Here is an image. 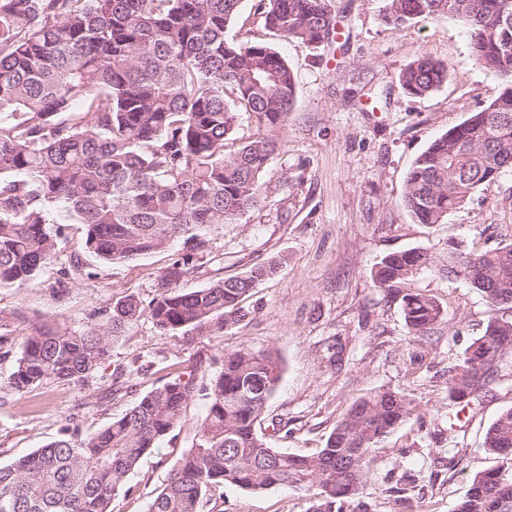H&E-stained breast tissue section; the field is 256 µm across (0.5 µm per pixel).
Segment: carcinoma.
<instances>
[{"instance_id":"carcinoma-1","label":"carcinoma","mask_w":512,"mask_h":512,"mask_svg":"<svg viewBox=\"0 0 512 512\" xmlns=\"http://www.w3.org/2000/svg\"><path fill=\"white\" fill-rule=\"evenodd\" d=\"M242 0H0V288H20L50 263L65 225L84 229V250L102 263L178 249L148 302L123 295L75 331L33 325L21 337L9 384L19 393L89 377L111 342L148 316L164 336L187 342L224 336L246 317L242 302L277 272L270 260L237 275L213 268L209 231L258 207L263 177L281 145L258 137L226 155L240 113L270 127L288 117L296 79L260 41L225 37ZM385 22L450 19L466 29L472 60L505 83L483 109L437 137L407 174L403 202L419 224H443L482 185L512 172V0H383ZM272 36L310 45L335 34L331 0H258ZM448 78L418 58L400 74L415 97ZM433 260L427 251L392 252L371 271L378 288L407 285ZM209 276L185 292L180 282ZM448 278L477 288L492 308L512 302V244L483 251L452 247ZM95 274L78 255L59 271L53 294ZM418 337L441 320L437 300L402 296ZM512 348V320L493 317L448 374V400L470 403ZM281 378L272 350L224 353L219 371L199 365L144 394L122 417L82 436L61 429L45 446L0 465V512H112L142 458L201 401L195 443L178 458L148 512H201L204 496L231 484L254 493L293 487L307 512H368L360 495L369 453L414 411L405 396L380 391L355 401L326 444L311 455L268 446ZM495 464L476 474L453 512H512V408L486 432Z\"/></svg>"}]
</instances>
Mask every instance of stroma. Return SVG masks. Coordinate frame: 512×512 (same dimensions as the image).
Returning a JSON list of instances; mask_svg holds the SVG:
<instances>
[{
	"mask_svg": "<svg viewBox=\"0 0 512 512\" xmlns=\"http://www.w3.org/2000/svg\"><path fill=\"white\" fill-rule=\"evenodd\" d=\"M243 0L246 25L234 41H271L296 76V100L275 131L282 147L265 176L263 202L237 223L210 233L225 274L279 257L278 274L259 283L247 316L227 335L186 343L163 336L142 318L114 339L111 357L80 382H54L15 392L8 378L18 347L0 350V464L40 448L67 423L82 433L103 429L140 395L189 374L196 364L221 367L225 350H274L283 375L269 403L287 427L262 432L270 447L312 454L359 398L391 389L415 411L370 454L372 479L362 499L369 512H451L471 478L489 466L482 446L490 424L512 407V349L472 403L457 433L460 461L448 464V371L491 317L512 320V303L489 308L464 281L433 271L414 277L411 290L434 296L443 318L429 336L416 337L402 314L401 297L374 287L370 271L385 254L427 249L443 260L452 241L481 250L512 242V173L481 186L443 224L416 223L403 205L406 175L438 136L482 109L503 81L470 59L469 37L449 20L386 23L380 0H331L337 42L308 45L271 39ZM442 63L448 78L425 97L406 94L398 76L413 60ZM83 250V228L72 224L57 257L22 288H0V310L13 314L15 334L40 321L59 330L82 328L113 297L151 300L170 252L124 263L93 262L95 278L75 283L64 300L51 288L61 267ZM149 365L131 389L113 391L118 368ZM202 403H191L185 423L144 456L112 512H148L177 458L191 448ZM303 491L272 488L252 493L227 485L212 491L202 512H306Z\"/></svg>",
	"mask_w": 512,
	"mask_h": 512,
	"instance_id": "obj_1",
	"label": "stroma"
}]
</instances>
